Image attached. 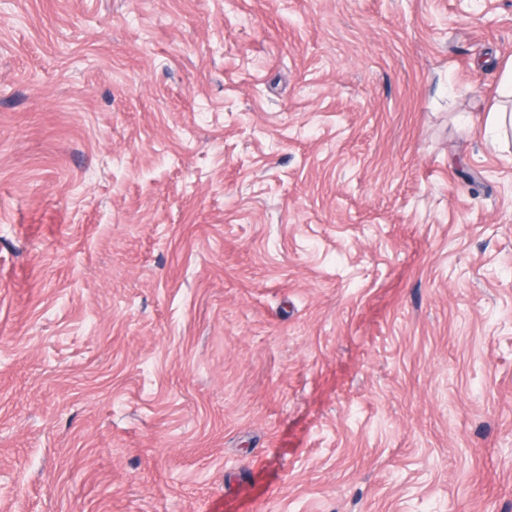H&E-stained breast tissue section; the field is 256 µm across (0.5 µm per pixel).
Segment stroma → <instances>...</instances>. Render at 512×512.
Returning a JSON list of instances; mask_svg holds the SVG:
<instances>
[{"instance_id":"stroma-1","label":"stroma","mask_w":512,"mask_h":512,"mask_svg":"<svg viewBox=\"0 0 512 512\" xmlns=\"http://www.w3.org/2000/svg\"><path fill=\"white\" fill-rule=\"evenodd\" d=\"M512 0H0V512H512ZM508 96L512 97V66L507 68L501 82V100L497 102L493 110V118L505 138H508L509 130L512 132V104L509 107Z\"/></svg>"}]
</instances>
